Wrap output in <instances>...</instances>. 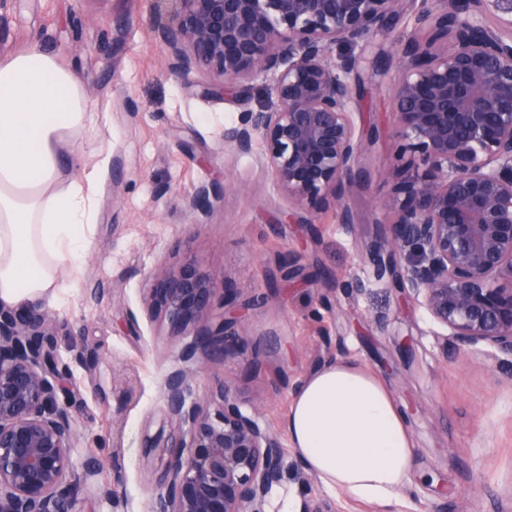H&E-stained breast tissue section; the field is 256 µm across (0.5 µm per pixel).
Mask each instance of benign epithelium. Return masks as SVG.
I'll return each instance as SVG.
<instances>
[{
	"instance_id": "1",
	"label": "benign epithelium",
	"mask_w": 512,
	"mask_h": 512,
	"mask_svg": "<svg viewBox=\"0 0 512 512\" xmlns=\"http://www.w3.org/2000/svg\"><path fill=\"white\" fill-rule=\"evenodd\" d=\"M158 24L166 70L207 71L222 83L202 93L239 99L252 81L269 82L262 112H242L224 131V152L260 159L291 208L313 218L335 213L354 228L348 197L360 185L365 146L353 120L352 79L364 54L332 55L339 42L386 36L402 17L414 33L394 42L390 66L400 162L399 189L382 202L368 250L378 278L412 299L450 331L458 352L512 355V0H167ZM230 181L199 184L180 198L194 223L208 221ZM285 285L304 282L282 255ZM143 305L171 336H191L163 376L168 434L145 435L167 449L153 478L148 512H267L287 457L276 432L240 403L227 383L206 401L190 400V382L235 353L248 335L244 305L218 276L190 256L150 274ZM222 314L205 323L216 300ZM57 320L39 302H0V512H81L75 490L105 466L77 464L80 387L59 362Z\"/></svg>"
}]
</instances>
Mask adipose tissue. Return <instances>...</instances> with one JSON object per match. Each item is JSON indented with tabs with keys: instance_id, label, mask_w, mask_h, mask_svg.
Masks as SVG:
<instances>
[{
	"instance_id": "adipose-tissue-1",
	"label": "adipose tissue",
	"mask_w": 512,
	"mask_h": 512,
	"mask_svg": "<svg viewBox=\"0 0 512 512\" xmlns=\"http://www.w3.org/2000/svg\"><path fill=\"white\" fill-rule=\"evenodd\" d=\"M81 79L34 47L0 60V299L35 301L63 265L78 269L97 222L110 151L65 180V151L94 134ZM305 470L353 501L394 505L411 483L414 442L382 379L358 363H327L296 388L285 424Z\"/></svg>"
}]
</instances>
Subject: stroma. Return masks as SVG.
Returning <instances> with one entry per match:
<instances>
[{
    "label": "stroma",
    "instance_id": "obj_1",
    "mask_svg": "<svg viewBox=\"0 0 512 512\" xmlns=\"http://www.w3.org/2000/svg\"><path fill=\"white\" fill-rule=\"evenodd\" d=\"M169 18L168 0L0 5V59L35 45L60 55L81 78L100 117L98 138L111 147L88 252L78 274L61 273L45 300L60 325L61 359L69 361L75 344L96 355L90 367H71L84 398L76 459L103 457L131 512H147L148 479L162 460L142 440L162 423L159 380L187 339L167 335L142 298L151 269L188 253L238 300L254 291L269 298L248 312L251 334L237 354L194 377L192 398L230 381L243 406L258 408L284 440L296 386L329 361H357L402 405L414 440L412 487L392 512H512V357L447 349L446 329L378 279L366 255L396 183L385 175L395 145L383 80L367 66L354 85L356 126L373 139L362 156L365 179L348 200L355 228L330 215L309 224L301 212L288 222V204L256 156L224 154L225 128L268 103V83L253 82L241 101L192 93L211 76L167 73L153 30ZM223 177L233 190L208 223H193L179 196ZM286 251L310 287L285 290L277 264ZM355 281L361 289L348 290ZM310 496L335 501L339 512H385L336 496L288 456L268 512Z\"/></svg>",
    "mask_w": 512,
    "mask_h": 512
}]
</instances>
